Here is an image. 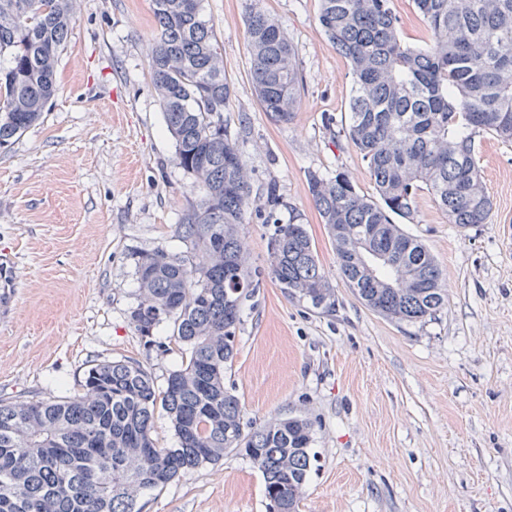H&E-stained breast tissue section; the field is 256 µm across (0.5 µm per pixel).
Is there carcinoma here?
Masks as SVG:
<instances>
[{
	"label": "carcinoma",
	"instance_id": "cac0c4a2",
	"mask_svg": "<svg viewBox=\"0 0 512 512\" xmlns=\"http://www.w3.org/2000/svg\"><path fill=\"white\" fill-rule=\"evenodd\" d=\"M151 3L152 85L176 165L198 195L176 225L186 250L135 256L139 301L130 320L143 338L171 322L185 362L162 390L129 358L92 365L60 400H0V512H140L142 491L230 452L262 473L269 512H300L312 424L288 417L246 432L240 401L224 382L242 300L262 282V272L246 265L240 236L254 199L247 163L224 123L233 85L204 0ZM413 3L427 31L418 46L400 38L393 0H319V24L352 77L339 131L366 163L375 195L341 169L307 175L346 287L399 324L434 317L447 292L433 254L395 218L415 223L426 192L448 223H486L493 201L475 138L512 141V0ZM72 14L73 0H0V147L36 124L55 96ZM245 25L256 99L272 121L288 124L303 89L294 48L262 0H250ZM265 197L266 223L276 225L268 275L288 296L334 310L302 218L290 207L282 221L276 186ZM159 408L175 448L155 436Z\"/></svg>",
	"mask_w": 512,
	"mask_h": 512
}]
</instances>
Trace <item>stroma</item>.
Listing matches in <instances>:
<instances>
[{
  "label": "stroma",
  "instance_id": "35a3bbf8",
  "mask_svg": "<svg viewBox=\"0 0 512 512\" xmlns=\"http://www.w3.org/2000/svg\"><path fill=\"white\" fill-rule=\"evenodd\" d=\"M249 0H205L234 86L225 114L254 194L276 184L300 213L336 292L324 313L288 297L266 270L273 225L241 232L265 277L241 307L225 377L243 422L300 415L313 425L301 512H512V143L476 140L493 209L460 230L429 197L406 230L447 277L448 302L423 323L397 324L344 285L306 182L311 169L373 183L336 137L350 96L347 60L327 41L318 0H263L292 42L303 91L294 120L272 122L250 80ZM151 0H74L41 122L0 149V399L70 395L101 361L139 360L157 384L182 361L164 323L145 348L129 321L135 253L183 251L176 226L192 180L151 84ZM142 512H267L261 472L230 453L141 494Z\"/></svg>",
  "mask_w": 512,
  "mask_h": 512
}]
</instances>
